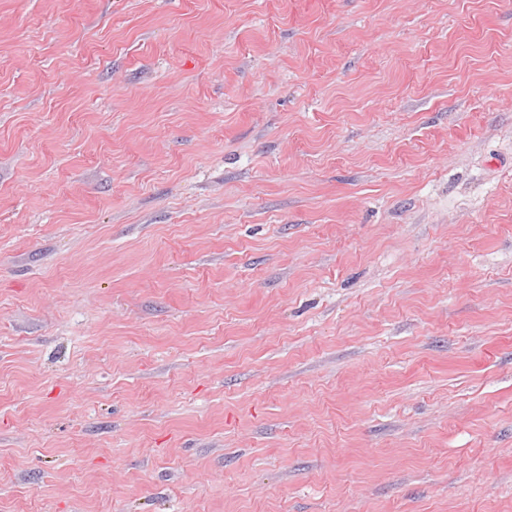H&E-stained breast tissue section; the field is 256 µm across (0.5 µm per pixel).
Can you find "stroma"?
<instances>
[{
	"instance_id": "obj_1",
	"label": "stroma",
	"mask_w": 512,
	"mask_h": 512,
	"mask_svg": "<svg viewBox=\"0 0 512 512\" xmlns=\"http://www.w3.org/2000/svg\"><path fill=\"white\" fill-rule=\"evenodd\" d=\"M0 512H512V0H0Z\"/></svg>"
}]
</instances>
